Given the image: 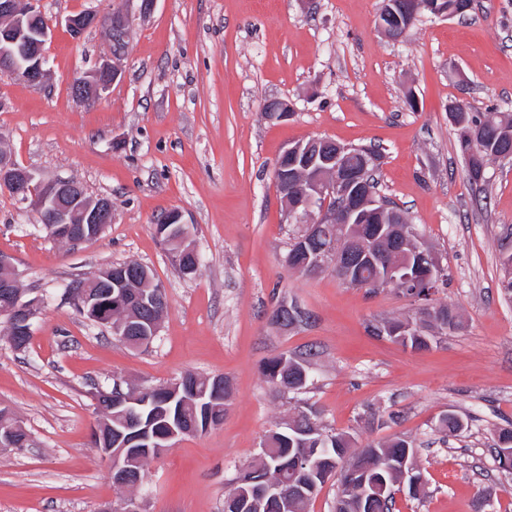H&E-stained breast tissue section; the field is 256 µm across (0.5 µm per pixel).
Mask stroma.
<instances>
[{
  "mask_svg": "<svg viewBox=\"0 0 512 512\" xmlns=\"http://www.w3.org/2000/svg\"><path fill=\"white\" fill-rule=\"evenodd\" d=\"M383 0H41L57 25L42 86L0 74V149L43 180L70 177L112 201L95 239L61 245L29 205L0 190V255L22 287L43 296L26 350L0 324V407L31 436L0 450V512H99L125 491L91 442L93 394L119 376L158 386L187 372L224 376V421L151 459L136 493L144 512H222L224 490L262 438L295 407L358 445L411 441L426 482L395 495V512H512V470L494 442L512 429V298L501 255L512 251V160H491L473 183L448 105L512 113V0H473L467 18L422 14L404 38L378 28ZM126 11L123 74L93 105L73 81L107 54L96 29L74 40L67 15ZM415 105H408L407 93ZM294 115L275 122L267 100ZM327 137L381 153L382 194L406 212L439 257L434 304L460 325L414 350L371 324L412 315L397 290L367 291L334 272L301 275L286 256L289 224L274 182L283 149ZM178 210L201 264L184 278L154 226ZM134 260L164 288L168 314L150 347L134 350L80 316L67 284ZM304 319L283 329L280 302ZM309 353L310 381L274 392L267 359ZM459 416L446 434L440 419Z\"/></svg>",
  "mask_w": 512,
  "mask_h": 512,
  "instance_id": "35a3bbf8",
  "label": "stroma"
}]
</instances>
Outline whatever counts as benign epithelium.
<instances>
[{
    "label": "benign epithelium",
    "instance_id": "7a95c632",
    "mask_svg": "<svg viewBox=\"0 0 512 512\" xmlns=\"http://www.w3.org/2000/svg\"><path fill=\"white\" fill-rule=\"evenodd\" d=\"M38 0H0V72L5 75H20L23 80L40 86L44 83L49 69L44 46L53 30V19L47 18L37 7ZM387 11L380 16L390 18L410 11L409 0H384ZM108 28L118 39H127L129 20L122 10L104 14L94 8H87L71 14L66 19V27L73 38L79 40L92 29ZM25 51L28 65L22 66L18 53ZM124 55L109 53L98 60L94 67L75 81L74 98L80 103H94L110 88L121 75ZM265 111L271 121H284L292 116L291 108L283 100L270 99L265 103ZM349 147L325 137H312L288 145L281 158L291 162V174H301L299 183L300 202L289 204L286 214L289 223L301 227L295 242L306 253L305 262L295 267V272L305 275L331 269L339 274L345 284L357 288H381L400 285L399 293L411 301L418 300L417 293L429 287L441 275L438 259L431 249L423 246L415 250L417 263L381 267L379 254L372 248L363 246L358 252V261L375 268L376 276L369 281L354 279L339 261L338 239L344 238L347 225L367 224L372 217L391 207L388 201L371 195L365 182V171H351L343 166V155ZM0 187L23 202H28L48 223V229L66 236L87 237L86 225L106 226L112 223V201L105 197H89L81 191L76 180L58 178L43 181L31 170L16 164L7 152L0 150ZM163 223L169 226L165 238L188 237L191 226L183 221V215L176 210L170 213ZM324 224L336 225V236L325 245L314 246L311 239L318 235ZM151 279L144 266L136 270L122 267L119 273L110 267L97 271L91 280L106 285L102 292L87 287L65 291V297L89 320L111 327L123 336L136 334L140 344H151L157 336L160 325L145 317L123 318L112 323V308L124 303H133L142 309L154 301L135 288V281ZM44 306L43 298L20 289L19 281L10 263L0 256V318L11 320L18 334L32 332L34 320ZM160 405L153 392L141 388L135 397L127 399L130 419L125 430L117 432V440H112V425L98 422L93 429L100 457L108 464L117 485L127 486L132 480L129 464L136 458L154 457L181 437L200 433L195 422H165L152 425L143 419L142 408ZM24 428L15 426L0 432L1 448H19L26 438L20 436ZM401 485L414 490L422 480L417 475L418 467L413 459L403 458L396 464ZM298 480L290 482L269 476L241 479L233 485L231 500L234 512H250L259 502L277 504L279 512H288L293 495H306L315 491L317 481L328 480L329 473H321L316 468L295 467Z\"/></svg>",
    "mask_w": 512,
    "mask_h": 512
}]
</instances>
